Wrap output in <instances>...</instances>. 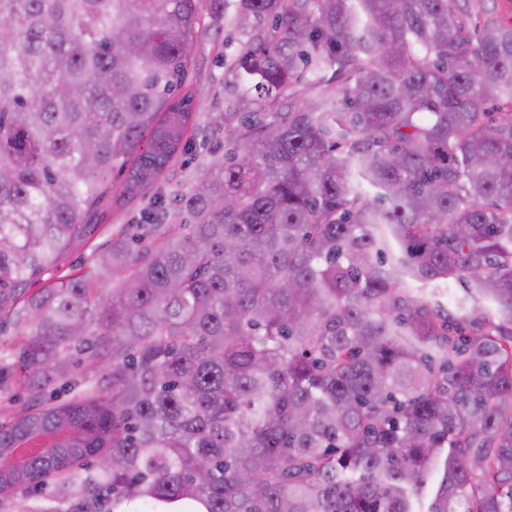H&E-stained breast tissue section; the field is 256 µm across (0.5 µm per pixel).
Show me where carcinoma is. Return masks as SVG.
<instances>
[{
  "instance_id": "carcinoma-1",
  "label": "carcinoma",
  "mask_w": 512,
  "mask_h": 512,
  "mask_svg": "<svg viewBox=\"0 0 512 512\" xmlns=\"http://www.w3.org/2000/svg\"><path fill=\"white\" fill-rule=\"evenodd\" d=\"M243 37L188 220L64 281L187 151L203 15ZM466 0H0V512H512V22ZM496 109L499 114L490 112ZM458 281L448 318L405 285ZM102 366L100 378L71 369ZM59 385L60 401L46 396Z\"/></svg>"
}]
</instances>
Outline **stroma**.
<instances>
[{"mask_svg":"<svg viewBox=\"0 0 512 512\" xmlns=\"http://www.w3.org/2000/svg\"><path fill=\"white\" fill-rule=\"evenodd\" d=\"M237 29L225 27L221 36L204 33L194 44L187 86L199 106L193 116V141L186 152L161 178L155 190L163 200L167 221H174L179 208L176 193L187 190L200 171L224 157V115L238 110L240 91L229 70L230 57L240 46ZM151 209L150 201L137 198L117 205L104 203L94 218L96 229L80 249L64 254L53 268L31 281V290H38L51 281H60L89 265L98 250L111 237L113 230L125 224L140 223Z\"/></svg>","mask_w":512,"mask_h":512,"instance_id":"1","label":"stroma"}]
</instances>
